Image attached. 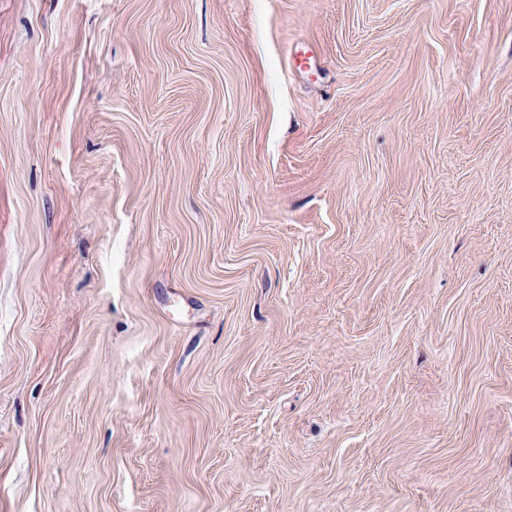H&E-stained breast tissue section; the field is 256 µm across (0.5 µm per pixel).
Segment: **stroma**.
Masks as SVG:
<instances>
[{"label": "stroma", "instance_id": "35a3bbf8", "mask_svg": "<svg viewBox=\"0 0 512 512\" xmlns=\"http://www.w3.org/2000/svg\"><path fill=\"white\" fill-rule=\"evenodd\" d=\"M0 512H512V0H0Z\"/></svg>", "mask_w": 512, "mask_h": 512}]
</instances>
